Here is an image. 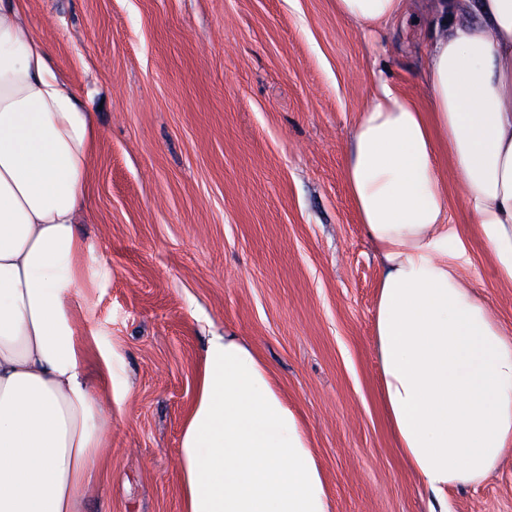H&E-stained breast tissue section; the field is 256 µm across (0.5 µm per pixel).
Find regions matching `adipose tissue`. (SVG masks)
Wrapping results in <instances>:
<instances>
[{"instance_id":"1","label":"adipose tissue","mask_w":512,"mask_h":512,"mask_svg":"<svg viewBox=\"0 0 512 512\" xmlns=\"http://www.w3.org/2000/svg\"><path fill=\"white\" fill-rule=\"evenodd\" d=\"M423 93L374 82L345 181L381 274L380 402L439 508L512 458V330L461 272L439 166L512 284V0H427ZM378 32L409 0H335ZM97 125L26 15L0 0V512H79L110 431L76 346ZM182 512H331L296 414L243 337L214 332L179 441Z\"/></svg>"}]
</instances>
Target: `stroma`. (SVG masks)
I'll list each match as a JSON object with an SVG mask.
<instances>
[{
    "label": "stroma",
    "mask_w": 512,
    "mask_h": 512,
    "mask_svg": "<svg viewBox=\"0 0 512 512\" xmlns=\"http://www.w3.org/2000/svg\"><path fill=\"white\" fill-rule=\"evenodd\" d=\"M97 111L74 304L112 444L80 512H181L178 444L213 331L246 337L306 427L331 512H430L378 400L379 266L344 179L376 74L421 92L429 28L362 33L333 0H25ZM461 270L512 326V285ZM512 512V460L448 492Z\"/></svg>",
    "instance_id": "1"
}]
</instances>
